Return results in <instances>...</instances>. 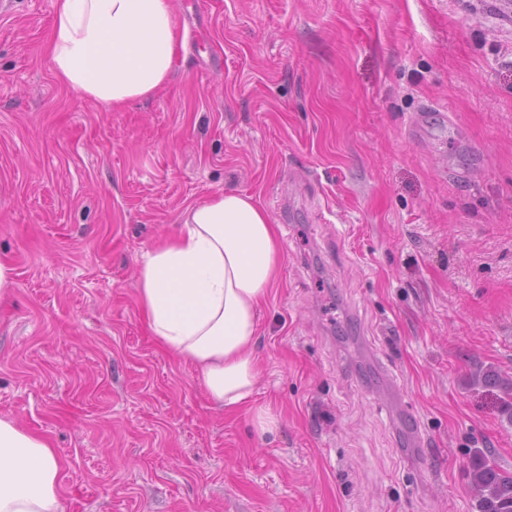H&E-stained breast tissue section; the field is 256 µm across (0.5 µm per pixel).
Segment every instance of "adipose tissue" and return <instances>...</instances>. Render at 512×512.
<instances>
[{
  "instance_id": "adipose-tissue-1",
  "label": "adipose tissue",
  "mask_w": 512,
  "mask_h": 512,
  "mask_svg": "<svg viewBox=\"0 0 512 512\" xmlns=\"http://www.w3.org/2000/svg\"><path fill=\"white\" fill-rule=\"evenodd\" d=\"M47 51L60 83L105 107L155 95L167 83L180 39L172 0H55ZM277 230L251 197L218 192L188 205L180 228L143 256L138 305L152 340L191 366L224 410L251 407L259 377L258 310L275 287ZM62 463L51 442L0 417V512H64Z\"/></svg>"
}]
</instances>
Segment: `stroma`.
Masks as SVG:
<instances>
[{
  "instance_id": "1",
  "label": "stroma",
  "mask_w": 512,
  "mask_h": 512,
  "mask_svg": "<svg viewBox=\"0 0 512 512\" xmlns=\"http://www.w3.org/2000/svg\"><path fill=\"white\" fill-rule=\"evenodd\" d=\"M0 14V417L65 512H478L512 474V0H174L178 61L112 109L61 85L54 0ZM276 224L255 404L150 340L142 254L212 194ZM413 414L410 430L403 414ZM14 286L13 263L9 257L0 256V308L9 304ZM481 499L479 512H512V475L485 463L477 477Z\"/></svg>"
}]
</instances>
